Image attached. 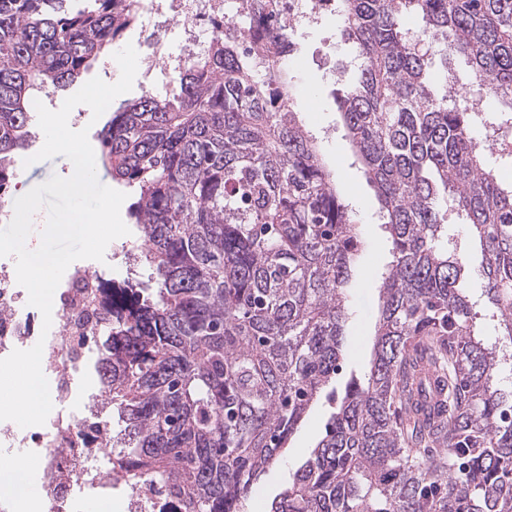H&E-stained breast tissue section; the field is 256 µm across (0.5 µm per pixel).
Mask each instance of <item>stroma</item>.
I'll return each instance as SVG.
<instances>
[{"mask_svg":"<svg viewBox=\"0 0 512 512\" xmlns=\"http://www.w3.org/2000/svg\"><path fill=\"white\" fill-rule=\"evenodd\" d=\"M340 25L339 17H331L300 38V50L291 60L289 72L295 101L304 107L308 98L317 100L314 108L304 107L300 118L306 129L317 137L324 159L363 229L364 248L348 286L349 318L343 358L336 374V384L341 387L350 378L363 377L370 367L379 309V278L391 255L381 226L375 190L367 183L355 160L334 95L335 84L330 71L336 56L350 52L349 45L340 38ZM330 411L329 404L322 400L308 412L300 430L290 439L284 456L252 486L244 502V512H268L273 498L287 486L290 474L324 437Z\"/></svg>","mask_w":512,"mask_h":512,"instance_id":"obj_1","label":"stroma"}]
</instances>
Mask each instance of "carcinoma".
<instances>
[{"label":"carcinoma","mask_w":512,"mask_h":512,"mask_svg":"<svg viewBox=\"0 0 512 512\" xmlns=\"http://www.w3.org/2000/svg\"><path fill=\"white\" fill-rule=\"evenodd\" d=\"M0 0V195L13 197L35 96L63 91L133 27L134 0ZM225 21L179 88L123 104L97 135L130 187L142 248L102 289L95 369L109 465L145 512H242L330 385L362 247L349 203L261 32ZM360 59L339 111L377 189L392 261L369 371L270 512H512V180L440 75L463 55L512 104V0H336ZM464 247H448V207ZM478 244L485 314L465 287ZM498 338L485 340V320Z\"/></svg>","instance_id":"1"}]
</instances>
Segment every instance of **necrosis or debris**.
<instances>
[{
    "mask_svg": "<svg viewBox=\"0 0 512 512\" xmlns=\"http://www.w3.org/2000/svg\"><path fill=\"white\" fill-rule=\"evenodd\" d=\"M279 5L278 20L293 39L303 36L325 16L336 13V0H279ZM139 7L156 17L159 30H168L170 20H178L184 44L183 53L176 57L162 54L157 43L140 51L139 58L150 71L181 70L193 56L204 52L208 47L206 23L225 19L245 26L253 13L251 0H140ZM86 279L84 268L77 266L71 270L65 287L57 291L54 299L57 328L46 333L37 311L24 303L14 267L0 263V358L13 350L43 343L41 367L51 381L55 407L45 426L20 430L13 424L0 423V446L33 449L48 512H69L76 492L99 487L112 478L111 473L88 464L90 458L108 455V443L98 440L89 447L82 443L103 413L101 396L89 397L82 408L73 406L74 375L95 353L93 339L78 342L71 331L82 309L80 292Z\"/></svg>",
    "mask_w": 512,
    "mask_h": 512,
    "instance_id": "obj_1",
    "label": "necrosis or debris"
}]
</instances>
